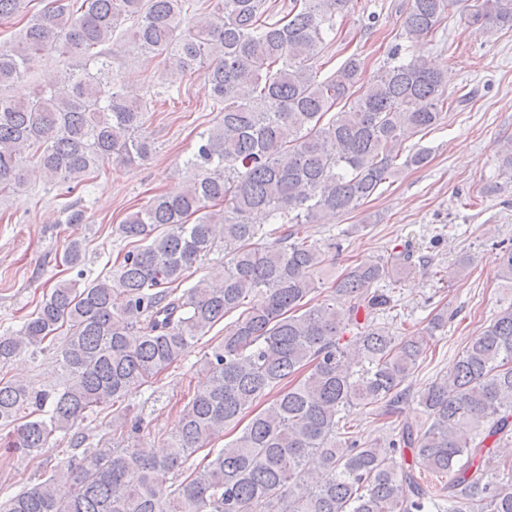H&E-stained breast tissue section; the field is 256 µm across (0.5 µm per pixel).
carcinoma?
Returning a JSON list of instances; mask_svg holds the SVG:
<instances>
[{
    "label": "carcinoma",
    "instance_id": "cac0c4a2",
    "mask_svg": "<svg viewBox=\"0 0 512 512\" xmlns=\"http://www.w3.org/2000/svg\"><path fill=\"white\" fill-rule=\"evenodd\" d=\"M31 2L0 0V27L24 23L0 44V198L26 192L32 161L47 181L78 184L107 161L150 156L144 96L121 83L108 51L119 33L164 66L199 73L223 120L200 134L183 191L155 196L119 225L127 250L112 274L55 285L0 334V371L59 330L68 335L62 389L0 377V427H11L0 447H48L238 316L205 354L210 383L182 409L165 454L95 448L0 512H512V457L499 452L512 442V303L413 398L408 380L448 310L401 336L380 320L416 267L409 250L358 262L325 302L306 301L342 243L324 250L299 225L349 213L399 165L428 163L427 148L403 158L402 147L448 109L447 76L398 44L367 81L357 53L320 77L317 62L352 0H214L205 11L194 0ZM463 4L485 33L512 29V0H407L398 38L433 36ZM52 53L71 68L24 101L5 95ZM497 153L512 181V140ZM221 240L224 271L177 295ZM497 249V277L512 289V246ZM82 251L71 240L62 263L78 267ZM413 405L423 431L405 423L383 444L349 435L354 411L392 418ZM248 415L238 437L208 447ZM312 456L318 475L307 469ZM60 482L72 487L66 498L55 493Z\"/></svg>",
    "mask_w": 512,
    "mask_h": 512
}]
</instances>
